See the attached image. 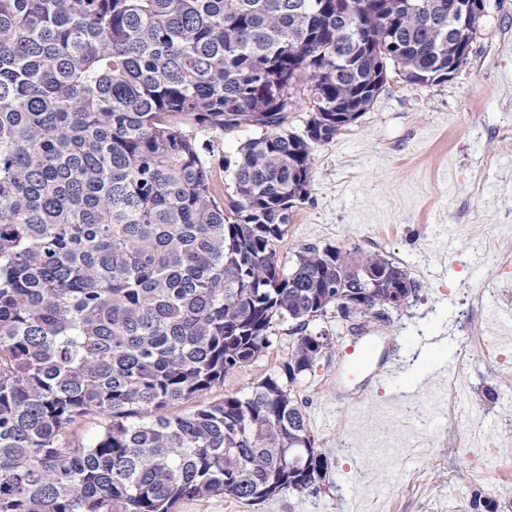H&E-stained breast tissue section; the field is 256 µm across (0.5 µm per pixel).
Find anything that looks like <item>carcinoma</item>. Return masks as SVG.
I'll return each mask as SVG.
<instances>
[{"label": "carcinoma", "mask_w": 512, "mask_h": 512, "mask_svg": "<svg viewBox=\"0 0 512 512\" xmlns=\"http://www.w3.org/2000/svg\"><path fill=\"white\" fill-rule=\"evenodd\" d=\"M452 0H0V512H174L314 493L328 466L290 385L336 305L420 285L380 254L276 246L310 146L393 65L448 75ZM341 66H336V63ZM306 96L312 125L286 127ZM320 111H315V108ZM259 131L217 199L186 128ZM295 324L281 372L200 403ZM103 429L63 441L78 421Z\"/></svg>", "instance_id": "cac0c4a2"}]
</instances>
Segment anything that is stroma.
<instances>
[{
  "mask_svg": "<svg viewBox=\"0 0 512 512\" xmlns=\"http://www.w3.org/2000/svg\"><path fill=\"white\" fill-rule=\"evenodd\" d=\"M251 132L213 143L218 197L234 194L223 159ZM311 188L277 246L292 267L307 247L357 249L401 264L420 290L385 316L327 314L309 326L329 344L294 385L328 467L317 492L283 489L250 504L224 496L180 502L176 512H512V0H487L467 64L448 80L414 84L396 72L367 112L314 144ZM377 337L400 357L359 404L338 405L350 341ZM430 336L440 342L421 349ZM272 345L201 397L242 395L287 360L294 341L277 325ZM497 352L485 357V344ZM452 358L449 373L431 370ZM428 375L411 401L399 385ZM498 479L475 475L487 455Z\"/></svg>",
  "mask_w": 512,
  "mask_h": 512,
  "instance_id": "stroma-1",
  "label": "stroma"
}]
</instances>
